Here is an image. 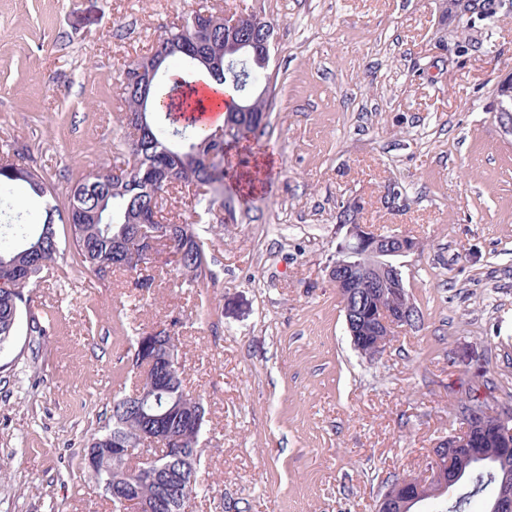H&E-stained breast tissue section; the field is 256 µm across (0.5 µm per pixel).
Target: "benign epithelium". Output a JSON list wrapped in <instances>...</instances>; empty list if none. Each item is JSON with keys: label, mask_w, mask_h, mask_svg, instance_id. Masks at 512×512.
<instances>
[{"label": "benign epithelium", "mask_w": 512, "mask_h": 512, "mask_svg": "<svg viewBox=\"0 0 512 512\" xmlns=\"http://www.w3.org/2000/svg\"><path fill=\"white\" fill-rule=\"evenodd\" d=\"M262 27V36L248 38L244 34L243 20ZM224 24V47L217 48L205 59L197 48L202 36L206 35L215 21ZM193 36L184 40L180 51L203 63L211 62L225 68H236L240 63L256 65L265 70L270 60L271 39L274 25L264 24L260 16L225 14L198 8L190 16L188 23ZM170 48L160 43L154 49L157 54L153 63L140 64L135 68L137 78L150 82L157 76L160 63L169 55ZM497 112L512 116V78L500 83L497 90ZM264 115L258 112L252 95L245 94L237 109L224 116V128L209 134L194 146V154L212 159L215 149L225 147V141L246 139L252 129L262 124ZM125 124L130 146L138 145L150 133L145 123L143 110L125 113ZM184 232L182 224H167L161 211H146L139 216V224L134 240L139 253L132 254V262L143 265L138 257H150L162 246L171 245ZM417 249V242L403 234L382 235L365 224H350L346 238L337 246L336 261L329 270V277L336 287L344 313L346 329L352 344L360 354L378 357L385 350L389 339L399 330L413 325L415 306L405 287L400 266L396 260ZM25 278L14 267L0 268V288H13L24 283ZM138 349L152 351L148 362H158L173 370L178 366L165 337L159 331H151L139 337ZM149 422L160 421L164 414L158 412L145 391L134 393ZM202 412L187 421L186 430L176 433L169 431V440L184 442L189 437L200 438ZM467 421L464 430L438 441L432 448L430 477H406L391 484L379 501L377 512H422L427 503L441 499L452 493L463 471L456 461L466 458L474 460L478 439L487 430L488 421H493L492 439L503 450L512 447V414L487 405H471L465 411ZM157 437L150 432L136 430L114 448L113 456L119 464L124 463V455L133 454L139 460L138 470L149 479L164 482L170 477L178 480V487L169 507L175 512H189V505L195 498L196 460L194 448L182 449L185 469L176 475L157 466L153 452ZM494 512H512V473L504 466L497 495L492 503Z\"/></svg>", "instance_id": "obj_1"}]
</instances>
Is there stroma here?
Instances as JSON below:
<instances>
[{
  "label": "stroma",
  "mask_w": 512,
  "mask_h": 512,
  "mask_svg": "<svg viewBox=\"0 0 512 512\" xmlns=\"http://www.w3.org/2000/svg\"><path fill=\"white\" fill-rule=\"evenodd\" d=\"M202 6L274 24L270 148L229 151L211 213L167 194L215 279L187 286L158 258L151 292L98 279L60 234L0 350V512H112L87 446L141 379L132 343L170 326L206 411L192 512H374L461 430V399L512 405V134L495 101L512 8L469 29L445 0H0V150L62 206L126 165L124 73ZM344 210L418 244L399 264L421 321L371 360L328 277Z\"/></svg>",
  "instance_id": "obj_1"
}]
</instances>
